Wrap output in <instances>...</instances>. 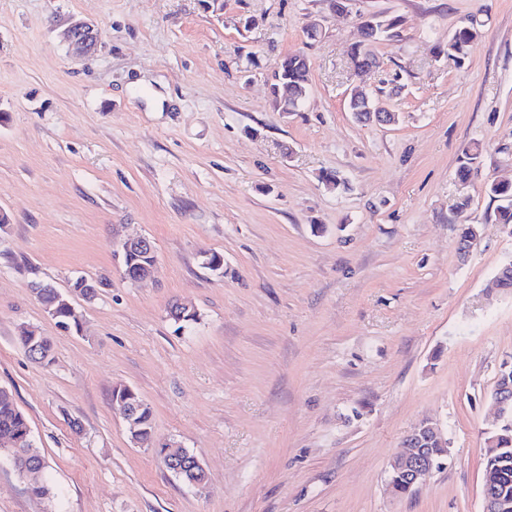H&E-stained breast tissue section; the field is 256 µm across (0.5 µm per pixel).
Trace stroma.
I'll use <instances>...</instances> for the list:
<instances>
[{
  "mask_svg": "<svg viewBox=\"0 0 512 512\" xmlns=\"http://www.w3.org/2000/svg\"><path fill=\"white\" fill-rule=\"evenodd\" d=\"M372 13L402 31L356 77ZM473 15L464 62L434 58ZM74 17L102 29L92 57L62 36ZM291 52L311 88L284 115L267 77ZM353 81L396 123L356 121ZM476 143L512 181V0H0V387L55 493L32 496L1 456L0 512H482L487 399L512 357V290L487 286L512 231L482 180L455 178ZM466 224L480 240L464 257ZM116 229L153 241L151 280L122 278ZM78 277L108 284L77 301L75 334L30 284ZM176 302L199 322L180 328ZM22 325L52 341L51 365L17 346ZM119 385L151 406L155 444L198 457L204 490L134 444ZM424 418L448 462L395 495L389 461Z\"/></svg>",
  "mask_w": 512,
  "mask_h": 512,
  "instance_id": "obj_1",
  "label": "stroma"
}]
</instances>
